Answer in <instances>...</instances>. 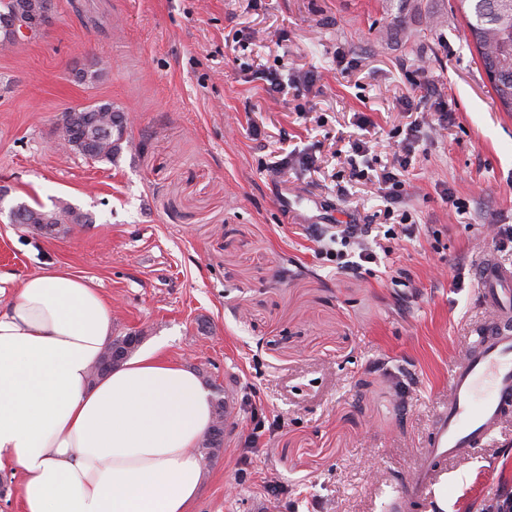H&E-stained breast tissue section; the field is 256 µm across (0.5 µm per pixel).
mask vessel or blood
I'll use <instances>...</instances> for the list:
<instances>
[{"mask_svg": "<svg viewBox=\"0 0 512 512\" xmlns=\"http://www.w3.org/2000/svg\"><path fill=\"white\" fill-rule=\"evenodd\" d=\"M472 272L487 319L450 373L448 402L435 417L419 463L397 489L400 504L428 506L435 469L465 451L484 447L512 420V266L487 251Z\"/></svg>", "mask_w": 512, "mask_h": 512, "instance_id": "1", "label": "vessel or blood"}]
</instances>
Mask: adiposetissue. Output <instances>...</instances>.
<instances>
[{"instance_id": "1", "label": "adipose tissue", "mask_w": 512, "mask_h": 512, "mask_svg": "<svg viewBox=\"0 0 512 512\" xmlns=\"http://www.w3.org/2000/svg\"><path fill=\"white\" fill-rule=\"evenodd\" d=\"M111 334L102 294L59 268L0 308V471L24 512H190L199 494L206 390L157 345L92 378Z\"/></svg>"}]
</instances>
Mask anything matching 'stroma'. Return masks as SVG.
I'll return each instance as SVG.
<instances>
[{"label": "stroma", "mask_w": 512, "mask_h": 512, "mask_svg": "<svg viewBox=\"0 0 512 512\" xmlns=\"http://www.w3.org/2000/svg\"><path fill=\"white\" fill-rule=\"evenodd\" d=\"M467 35L459 0H55L41 38L0 46V275L71 271L113 335L142 332L233 394L231 450L191 512H388L415 468L486 319L472 263L488 226L512 225V112ZM88 68L99 81L77 80ZM100 101L131 148L52 151L64 109ZM414 121L394 201L378 177ZM285 146L297 160L279 170ZM61 202L88 223L47 237L11 220ZM370 223L417 231L367 237L383 253L354 274L305 232ZM505 492L512 422L430 488L433 512H490Z\"/></svg>", "instance_id": "35a3bbf8"}]
</instances>
